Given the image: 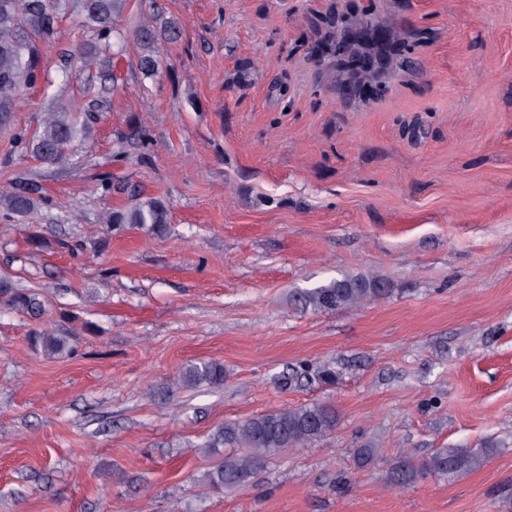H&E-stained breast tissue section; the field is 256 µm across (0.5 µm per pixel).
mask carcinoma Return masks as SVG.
<instances>
[{
  "instance_id": "cac0c4a2",
  "label": "carcinoma",
  "mask_w": 512,
  "mask_h": 512,
  "mask_svg": "<svg viewBox=\"0 0 512 512\" xmlns=\"http://www.w3.org/2000/svg\"><path fill=\"white\" fill-rule=\"evenodd\" d=\"M128 4L129 0H0V128L10 125L12 112L23 93L45 79L41 46L58 37L62 13L70 7L76 9L91 33L87 43L77 50L79 63L87 67L105 51L118 55L127 50L128 41L118 28V21ZM377 27L374 14L369 11L350 18L334 14L326 17L318 50L319 62L333 74L336 73V65H345L349 60L357 62L356 75L367 79L375 78L383 71L380 65L383 58L397 67L403 66L391 32H386L380 42L367 37V33ZM180 37V24L174 18L146 19L134 30L132 39L140 48L138 67L144 77L153 79L161 74L159 47L174 43ZM75 135L76 125L71 110L60 107L47 113L34 134L14 131L11 142L14 149L31 152L50 167H63L69 164ZM36 194V183L21 181L13 191L0 194V209L8 217L29 214L37 207ZM105 223L132 224L158 235L169 223V210L161 201H148L110 212ZM391 292L392 288L382 278L343 276L296 292L293 300L307 308L325 312L353 307ZM7 303L33 314L41 310L37 295L25 288L12 289ZM35 342L53 354L62 352L65 347L64 341L55 336L50 327L35 336ZM223 382V367L209 362L189 366L181 379L184 386L202 383L219 386ZM336 423L335 409L323 403L282 408L226 423L207 444L214 453L219 448L228 449L212 467L208 482L217 491L248 488L271 460L292 448L326 437L335 429ZM496 447L498 442L487 440L483 447L477 449L441 448L423 460L406 457L397 462L391 479L398 484H408L425 474L446 476L470 471L483 464Z\"/></svg>"
}]
</instances>
